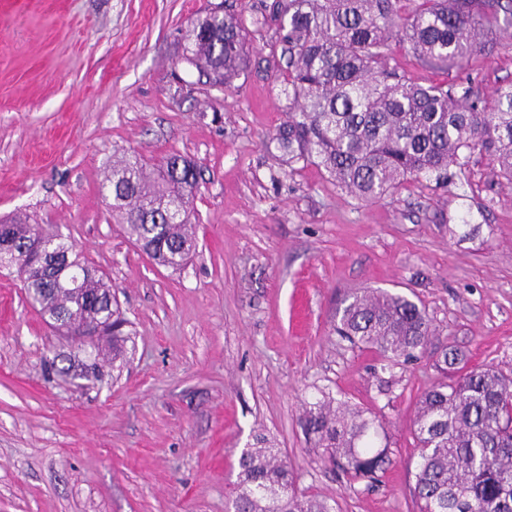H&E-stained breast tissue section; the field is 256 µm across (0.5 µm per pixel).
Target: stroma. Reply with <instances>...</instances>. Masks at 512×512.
<instances>
[{
    "mask_svg": "<svg viewBox=\"0 0 512 512\" xmlns=\"http://www.w3.org/2000/svg\"><path fill=\"white\" fill-rule=\"evenodd\" d=\"M217 0H0V217L30 216L106 273L133 336L127 361L43 321L0 268V512H229L242 448L262 434L300 494L335 512H419L411 421L417 399L452 382L444 350L512 371V183L486 156L361 200L312 164L265 146L293 102L277 0H229L251 65L232 90L182 59L190 22ZM449 71L394 47L388 63L426 85L482 98L512 84V40ZM194 159L195 248L158 265L125 234L102 183L114 161ZM380 288L425 308L434 333L383 368L331 331L341 300ZM329 391L382 424L393 460L353 483L321 461L299 418Z\"/></svg>",
    "mask_w": 512,
    "mask_h": 512,
    "instance_id": "1",
    "label": "stroma"
}]
</instances>
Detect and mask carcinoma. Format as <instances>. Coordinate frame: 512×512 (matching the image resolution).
Listing matches in <instances>:
<instances>
[{"label": "carcinoma", "instance_id": "cac0c4a2", "mask_svg": "<svg viewBox=\"0 0 512 512\" xmlns=\"http://www.w3.org/2000/svg\"><path fill=\"white\" fill-rule=\"evenodd\" d=\"M399 0H287L277 5L284 82L295 102L271 142L290 161L315 164L362 200H375L405 179H448L451 165L473 154L496 163L494 175L512 182V84L482 100L463 82L427 86L390 69L392 43L423 65L440 69L492 44L495 27L512 26V0H424L398 14ZM183 60L232 88L247 69V31L231 14L211 12L187 31ZM112 209L128 237L165 267L179 268L195 247L186 215L197 184L194 163L170 156L157 173L131 155L106 176ZM11 246L0 266L22 280L28 300L49 325L98 322L122 353L128 320L112 285L69 252L73 269L40 273L28 267L41 225L0 219ZM333 330L351 344L376 350L394 366L423 350L432 335L426 311L399 294L366 288L349 294ZM323 459L350 480L372 486L392 464L378 443L375 419L324 393L300 417ZM420 512H512V372L463 369L452 383L424 391L413 419ZM263 437L238 462L234 512H333L318 497L297 494L294 473Z\"/></svg>", "mask_w": 512, "mask_h": 512}]
</instances>
